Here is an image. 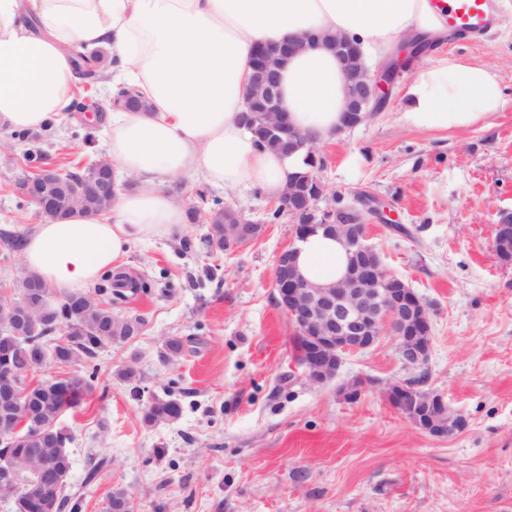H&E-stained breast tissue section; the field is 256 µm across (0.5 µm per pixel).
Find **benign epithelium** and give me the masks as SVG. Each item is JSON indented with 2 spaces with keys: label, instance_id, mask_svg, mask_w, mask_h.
Here are the masks:
<instances>
[{
  "label": "benign epithelium",
  "instance_id": "obj_1",
  "mask_svg": "<svg viewBox=\"0 0 512 512\" xmlns=\"http://www.w3.org/2000/svg\"><path fill=\"white\" fill-rule=\"evenodd\" d=\"M309 42V37L298 36L275 48H258L252 57L254 70L247 102V123L258 126L265 134L280 139L283 149L293 152L305 148L315 158L321 157L315 144L295 129L279 106L278 68L282 60L296 53ZM343 66L348 85V104L344 128L352 129L376 112L384 99V90L391 84L398 70L386 72L380 67L370 74L352 53L350 40L343 35L326 39ZM62 171L42 167L33 178L16 177L14 190L26 197L37 215L77 206L87 194L97 193L112 201L118 185L114 171H109L105 183L87 181L80 190L59 196ZM318 190L312 196H301L296 186H288L282 197L288 217L296 223L294 243L281 251L274 264L273 288L278 305L287 313L301 340L305 343L303 372L313 384L321 385L336 378L343 357L373 347L388 333L395 343L402 366L409 372L427 368L431 352V315L426 303L401 278L390 274L383 257L367 243L370 216L375 210L357 199L344 205L320 202L328 196V186L316 178ZM322 231L336 237L346 253L356 258L353 269L337 283L315 286L300 275L296 266L299 242L313 232ZM512 212H505L495 226L493 248L499 259L512 264ZM254 241L252 222L242 211L231 213L224 224V250L235 251ZM39 296L37 306L19 308L16 322L27 323L47 314L49 303L40 288L33 289ZM31 369L0 368V444L34 414L30 384ZM381 393L418 430L432 436L455 435L465 426L464 418L452 412L442 394L432 389H420L405 379H394L384 384ZM69 437L57 431L56 456L52 460L37 459L38 470L52 481L41 498L44 512H53L51 493L57 492L53 482L61 479V468L68 461ZM27 485L19 470L8 457L0 458V493L26 496Z\"/></svg>",
  "mask_w": 512,
  "mask_h": 512
}]
</instances>
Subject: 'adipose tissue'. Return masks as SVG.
<instances>
[{"mask_svg":"<svg viewBox=\"0 0 512 512\" xmlns=\"http://www.w3.org/2000/svg\"><path fill=\"white\" fill-rule=\"evenodd\" d=\"M416 31L445 38L444 10L430 0H0V129H39L66 112L75 72L70 50L104 51L114 79L139 86L148 108L112 115V162L137 179L120 192L111 216L41 220L21 248L25 273L50 300L88 292L138 241L185 222L159 178L195 172L230 190L280 198L298 160L259 147L242 124L256 46L304 33L341 32L357 43L365 67L389 57L397 37ZM280 102L316 144L341 136L346 88L335 56L310 45L280 70ZM402 122L453 131L499 112L498 74L442 56L409 85ZM345 250L317 233L299 244L298 268L315 284L339 279Z\"/></svg>","mask_w":512,"mask_h":512,"instance_id":"adipose-tissue-1","label":"adipose tissue"}]
</instances>
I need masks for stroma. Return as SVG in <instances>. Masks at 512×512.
<instances>
[{
	"label": "stroma",
	"instance_id": "obj_1",
	"mask_svg": "<svg viewBox=\"0 0 512 512\" xmlns=\"http://www.w3.org/2000/svg\"><path fill=\"white\" fill-rule=\"evenodd\" d=\"M478 42L458 37L399 74L384 109L320 145L321 173L345 199H370L378 214L369 242L432 315L428 385L467 426L452 437L420 432L379 391L353 403L339 393L354 378L405 377L391 336L346 355L334 382L309 383L295 334L273 290L277 254L293 225L260 191H230L184 172L161 187L184 207L219 198L261 224L251 244L208 254L207 224L185 222L166 238L136 242L122 268L138 285L112 310L139 317L132 340L35 380L76 374L91 389L59 425L71 441L63 512H103L114 488L135 512H512V265L492 241L512 211V8ZM448 55L492 67L505 104L458 131L417 130L400 119L417 67ZM111 112L70 111L25 132L0 129V229L36 224V208L13 191L26 150L41 165H79L109 154ZM193 340L169 355L170 337ZM133 368L137 384L119 372ZM177 400L181 416L147 423L153 398ZM105 465L87 481L91 462Z\"/></svg>",
	"mask_w": 512,
	"mask_h": 512
}]
</instances>
